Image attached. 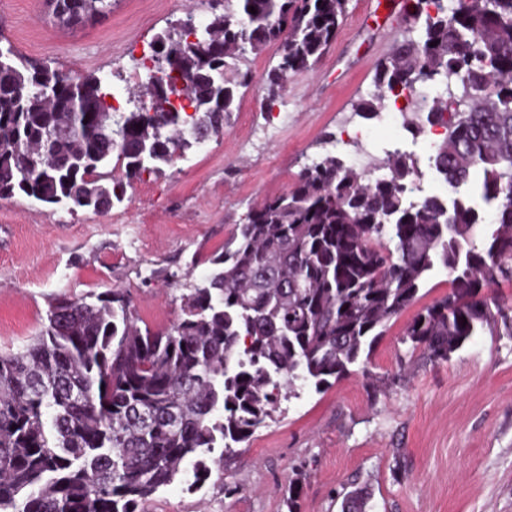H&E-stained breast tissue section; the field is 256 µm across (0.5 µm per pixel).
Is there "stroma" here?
Instances as JSON below:
<instances>
[{
    "label": "stroma",
    "instance_id": "35a3bbf8",
    "mask_svg": "<svg viewBox=\"0 0 512 512\" xmlns=\"http://www.w3.org/2000/svg\"><path fill=\"white\" fill-rule=\"evenodd\" d=\"M190 17L189 0H112L109 13L72 29L46 0H0V50L95 75L131 112L126 91L151 41ZM407 29L401 10L382 0H349L328 53L291 76L270 110L263 79L277 47L246 53L240 67L253 80L223 135L144 175L110 210L73 214L21 194L0 200V352L37 336L58 295L122 289L140 325L171 327L181 295L210 273V256L248 209L291 189L325 152L373 164L398 137L425 189L442 193L429 134L394 131L352 109ZM361 129L372 130L371 141L352 138ZM414 314L389 322L366 369L320 391L297 386L223 473L163 488L145 512H340L355 480L372 488L369 512H512V336L479 334L433 364L402 341ZM372 375L385 386H371ZM297 473L302 493L291 511ZM228 484L237 493L225 494Z\"/></svg>",
    "mask_w": 512,
    "mask_h": 512
}]
</instances>
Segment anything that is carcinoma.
<instances>
[{"instance_id":"1","label":"carcinoma","mask_w":512,"mask_h":512,"mask_svg":"<svg viewBox=\"0 0 512 512\" xmlns=\"http://www.w3.org/2000/svg\"><path fill=\"white\" fill-rule=\"evenodd\" d=\"M200 4L208 32L196 44L156 36L167 81L144 84L132 112L112 111L96 76L0 52V199L72 213L123 203L134 181L194 145L187 125L223 134L252 82L238 66L246 52L279 45L270 105L329 50L348 0H224L221 14L216 0ZM403 11L417 38L393 46L353 110L369 120L383 92L430 89L418 99L425 119L403 127L415 137L444 128L430 161L448 199H409L415 169L402 153L385 154L376 178L327 153L247 212L169 329H141L120 289L52 299L39 336L0 354V512H142L188 461L206 481L209 455L221 449L219 467L233 457L271 417L281 385L320 390L367 364L437 267L450 288L408 323L412 350L445 362L500 321L512 335L508 307L487 293L512 285V0H405ZM176 97L198 111H170ZM113 159L123 171L108 177L100 169ZM476 171L492 207L479 246ZM351 487L340 512H366L368 484Z\"/></svg>"}]
</instances>
